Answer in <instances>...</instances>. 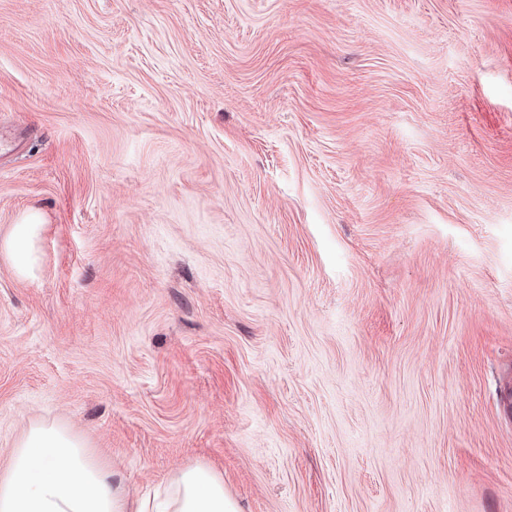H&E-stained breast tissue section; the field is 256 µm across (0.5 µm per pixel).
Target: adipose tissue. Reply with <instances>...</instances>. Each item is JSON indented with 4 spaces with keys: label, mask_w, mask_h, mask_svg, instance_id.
Returning <instances> with one entry per match:
<instances>
[{
    "label": "adipose tissue",
    "mask_w": 512,
    "mask_h": 512,
    "mask_svg": "<svg viewBox=\"0 0 512 512\" xmlns=\"http://www.w3.org/2000/svg\"><path fill=\"white\" fill-rule=\"evenodd\" d=\"M38 213L25 214L4 248L20 275L37 264ZM0 512H240L221 474L202 463L178 470L154 495L130 499L111 469L55 422L32 424L0 475Z\"/></svg>",
    "instance_id": "adipose-tissue-1"
}]
</instances>
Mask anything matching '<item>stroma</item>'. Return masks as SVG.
<instances>
[{
    "label": "stroma",
    "instance_id": "obj_1",
    "mask_svg": "<svg viewBox=\"0 0 512 512\" xmlns=\"http://www.w3.org/2000/svg\"><path fill=\"white\" fill-rule=\"evenodd\" d=\"M0 131V470L512 512V0H0ZM41 220L36 212L25 214L19 224H15L4 248L13 259L17 272L29 275L37 264L35 240L41 229Z\"/></svg>",
    "mask_w": 512,
    "mask_h": 512
}]
</instances>
